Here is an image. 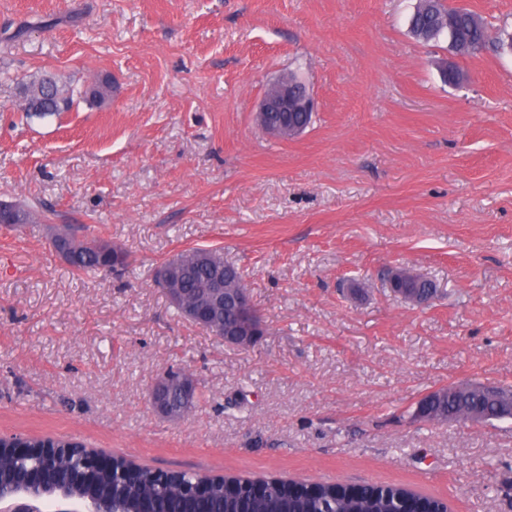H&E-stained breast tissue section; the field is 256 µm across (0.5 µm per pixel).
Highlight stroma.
<instances>
[{"label":"stroma","instance_id":"stroma-1","mask_svg":"<svg viewBox=\"0 0 512 512\" xmlns=\"http://www.w3.org/2000/svg\"><path fill=\"white\" fill-rule=\"evenodd\" d=\"M416 0H0V436L73 440L157 471L401 483L453 512H512V420L411 419L429 392L512 384V50L461 61L409 33ZM292 71L314 124L283 140L255 106ZM80 86L104 107L27 117L19 79ZM130 252L73 272L52 226ZM223 250L266 321L226 346L179 318L152 269ZM439 296L416 308L381 273ZM367 294L352 298L350 282ZM185 367L205 394L183 420L147 402ZM391 282L393 283V288ZM391 282L389 280L388 282H386L390 292L393 295L405 300L411 298L417 302L416 298L410 296L404 290H397L396 288H412L415 290H419L420 293L423 295L431 294L434 290V288H431L434 285V281L426 277H422L421 279L414 281L407 278H391ZM436 296L437 290H434V293L428 298V300L422 302L420 305L425 306L427 304L432 303L436 299Z\"/></svg>","mask_w":512,"mask_h":512}]
</instances>
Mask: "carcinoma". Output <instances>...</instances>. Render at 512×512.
<instances>
[{"label": "carcinoma", "mask_w": 512, "mask_h": 512, "mask_svg": "<svg viewBox=\"0 0 512 512\" xmlns=\"http://www.w3.org/2000/svg\"><path fill=\"white\" fill-rule=\"evenodd\" d=\"M410 26L417 39L423 43L437 42L447 37L452 46L460 43L471 47L470 56L480 55L492 47L512 48V34H492L489 24L475 12L464 9L455 10L435 0L427 4L425 0H417L410 18ZM49 84L54 92V99L45 107L41 117L59 115L70 112L81 101L102 106L112 99V78L99 77L90 86L77 88L59 75L50 79L33 76L20 84L19 97L44 84ZM8 214L14 224H30L35 221V213L24 202L8 207ZM71 248L65 262L82 274L118 273L132 265V256L124 251L116 254L112 250V242L98 235L79 237L69 233ZM200 249L184 250L173 258L166 260L152 271V280L159 282L161 271L165 268L189 266L192 268L190 278L185 281L186 288H208L212 282L214 267H224V316L222 323L232 326L237 323L238 309L233 297L241 288L247 287L243 275L233 264L223 265V253L208 250L210 258L198 259ZM395 288H412L427 295L433 292L434 281L423 277L419 280L407 278L391 279ZM444 395L437 400L423 399L420 408L426 412L424 416H415V420L433 424L465 423L468 414L479 410L486 414L480 424H493L497 420V401L512 400V387L506 385H482L476 383H460L450 388H442ZM35 461L51 460L58 463L78 464L91 458L86 448L74 447L63 455L55 450L53 441L41 439L34 441L31 447ZM121 467H136L139 480L136 483H125L119 477L113 478V488L123 501L136 512H176V498L179 487L194 482H202L209 487L210 504L215 512H399L403 502L414 491L403 485L370 484L359 492L353 484L339 481L307 482L297 481L292 495L280 492L281 479H264L266 492L261 496L224 495V483L228 477L202 475L193 471H185L171 476L167 482L160 479L155 470L137 466L130 461H120ZM0 482L7 487H20L26 483V472L12 449L9 439L0 440ZM84 497H95L99 492L97 471L87 466L82 482L76 488Z\"/></svg>", "instance_id": "cac0c4a2"}]
</instances>
